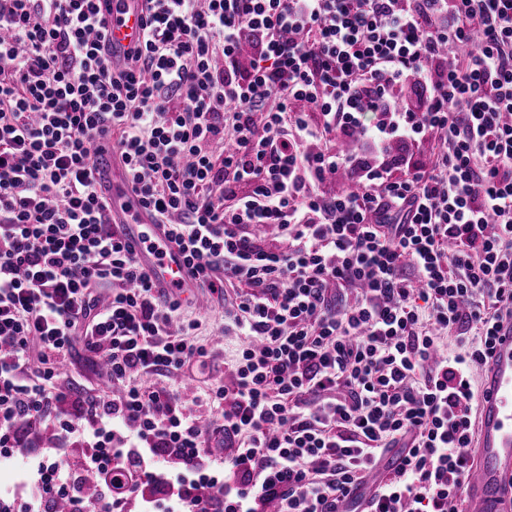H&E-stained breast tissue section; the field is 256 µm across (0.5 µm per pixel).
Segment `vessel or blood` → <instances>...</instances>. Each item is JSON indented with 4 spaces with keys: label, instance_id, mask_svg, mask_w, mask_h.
<instances>
[{
    "label": "vessel or blood",
    "instance_id": "obj_1",
    "mask_svg": "<svg viewBox=\"0 0 512 512\" xmlns=\"http://www.w3.org/2000/svg\"><path fill=\"white\" fill-rule=\"evenodd\" d=\"M102 18L105 51L111 60L127 62L128 51L142 41L143 0H111ZM95 177L99 189L111 200L110 223L118 225L134 245L141 266L158 291L198 300L197 283L183 255L168 243L162 225L153 222L131 193L111 152L97 156ZM472 454L465 512H512V322L504 324L483 371L478 437Z\"/></svg>",
    "mask_w": 512,
    "mask_h": 512
}]
</instances>
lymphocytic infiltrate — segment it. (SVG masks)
Instances as JSON below:
<instances>
[{
    "label": "lymphocytic infiltrate",
    "mask_w": 512,
    "mask_h": 512,
    "mask_svg": "<svg viewBox=\"0 0 512 512\" xmlns=\"http://www.w3.org/2000/svg\"><path fill=\"white\" fill-rule=\"evenodd\" d=\"M98 3L0 0V455L61 424L25 512H122L161 476L167 512H459L474 372L512 318V0H144L122 67ZM429 135L437 164L390 178ZM107 144L199 287L242 288L233 383L190 406L162 379L204 356L197 323L109 223ZM80 345L112 391L72 418ZM206 416L236 443L220 480Z\"/></svg>",
    "instance_id": "1"
}]
</instances>
